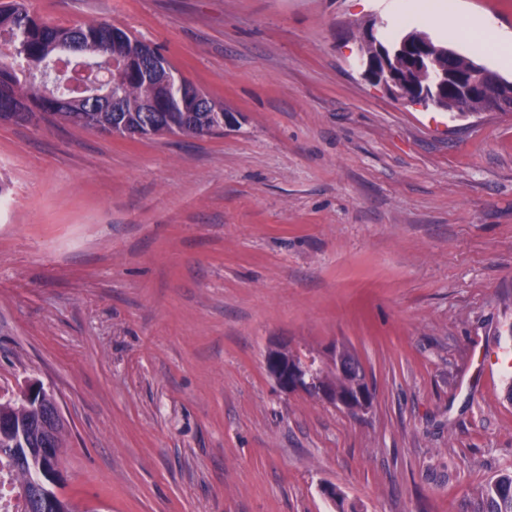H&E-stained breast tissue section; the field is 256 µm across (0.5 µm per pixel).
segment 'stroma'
<instances>
[{
	"mask_svg": "<svg viewBox=\"0 0 512 512\" xmlns=\"http://www.w3.org/2000/svg\"><path fill=\"white\" fill-rule=\"evenodd\" d=\"M395 0H28L152 42L236 123L120 138L0 119V400L68 423L99 512H479L512 471V112L353 66ZM351 347L355 415L265 352Z\"/></svg>",
	"mask_w": 512,
	"mask_h": 512,
	"instance_id": "stroma-1",
	"label": "stroma"
}]
</instances>
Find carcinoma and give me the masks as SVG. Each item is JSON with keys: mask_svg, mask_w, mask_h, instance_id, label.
I'll list each match as a JSON object with an SVG mask.
<instances>
[{"mask_svg": "<svg viewBox=\"0 0 512 512\" xmlns=\"http://www.w3.org/2000/svg\"><path fill=\"white\" fill-rule=\"evenodd\" d=\"M0 45H7L13 62L0 61V117L18 120H47L80 128L99 129L119 137L132 131L139 136L180 135L196 137L224 129V105L213 98L206 99L208 111L185 112L180 104L183 78L172 65L153 80L146 81L130 74L117 85L113 94L121 111L102 109L100 103L87 100L69 102L63 96L45 97L37 82V75L52 61L66 58L79 64L96 63L107 57L126 58L139 55L141 42L127 31L105 23L79 24L73 27L50 25L32 15L24 0L0 3ZM440 64L468 66L472 59L455 55L448 59L449 48L433 43ZM153 100L168 105L165 112H148ZM365 378V373L340 369L334 361L315 366V379L320 385L336 392L338 397L352 396ZM0 411L8 412L25 426V438L31 453L13 448L0 439V468L9 469L13 476V490L20 500L21 512H42L39 497L48 495L54 504L53 512H80L71 499L42 485V474L50 465V457H59L65 431L58 430L49 448L51 456L39 453L44 439L39 425L40 410L20 397L0 402ZM485 512H512V474H505L488 483L482 492Z\"/></svg>", "mask_w": 512, "mask_h": 512, "instance_id": "cac0c4a2", "label": "carcinoma"}]
</instances>
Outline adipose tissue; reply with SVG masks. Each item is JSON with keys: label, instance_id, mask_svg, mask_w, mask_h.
Here are the masks:
<instances>
[{"label": "adipose tissue", "instance_id": "obj_1", "mask_svg": "<svg viewBox=\"0 0 512 512\" xmlns=\"http://www.w3.org/2000/svg\"><path fill=\"white\" fill-rule=\"evenodd\" d=\"M412 8L419 22L455 34L477 52H493L501 67L512 68V39L498 33L487 18L448 12L441 0H414Z\"/></svg>", "mask_w": 512, "mask_h": 512}]
</instances>
